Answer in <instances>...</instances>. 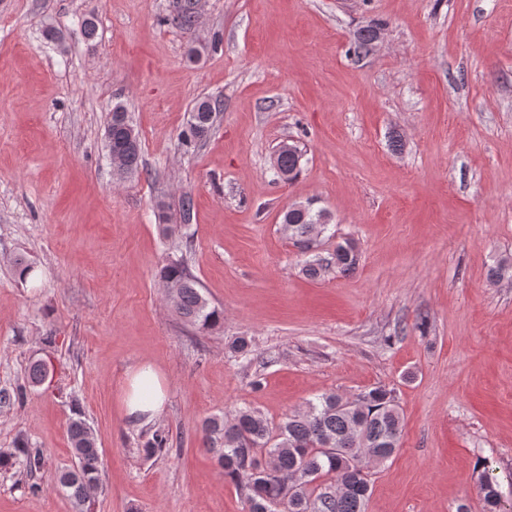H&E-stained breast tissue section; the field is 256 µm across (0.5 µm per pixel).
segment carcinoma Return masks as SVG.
Returning <instances> with one entry per match:
<instances>
[{
	"label": "carcinoma",
	"mask_w": 512,
	"mask_h": 512,
	"mask_svg": "<svg viewBox=\"0 0 512 512\" xmlns=\"http://www.w3.org/2000/svg\"><path fill=\"white\" fill-rule=\"evenodd\" d=\"M199 16L191 0H176L173 15L166 18L179 28L195 29ZM379 25L360 29L352 53L359 57L372 49ZM219 98H207L193 108L189 134L185 139L204 140L213 130L214 119L221 111ZM107 146L125 160L129 174L140 165L139 134L124 107L116 105L110 112L106 130ZM279 168L292 182L301 170L302 152L293 145H281L276 151ZM328 215L312 206H291L281 213V224L294 244L313 242L326 229ZM356 245L346 240L324 258L307 263L305 274L316 278L335 268L350 272L358 264ZM160 279L172 291L170 300L175 311L187 322L202 330L212 329L223 314L202 293L196 278L181 260H171L159 272ZM48 366L42 360L31 363L26 384L0 389V406L24 400L27 387H36L46 379ZM72 417L68 439L72 449V466L56 474L57 484L67 493L74 512H90L92 489L102 474V455L97 438L83 419L76 401H71ZM404 427L393 391L376 386L353 401L332 393L308 403L307 409L288 415L281 423L271 424L259 411L241 408L232 420L214 415L201 427L203 448L212 453L224 474L244 495L245 512H364L371 493L368 463L390 459L400 448ZM170 432H155L144 451L151 456L169 447ZM331 445L336 453L323 451ZM21 467L33 474L44 467L43 452L20 442L14 452L1 455L0 469ZM479 494L489 512L498 504L496 484L485 468L478 477Z\"/></svg>",
	"instance_id": "cac0c4a2"
}]
</instances>
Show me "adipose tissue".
Listing matches in <instances>:
<instances>
[{
    "instance_id": "obj_1",
    "label": "adipose tissue",
    "mask_w": 512,
    "mask_h": 512,
    "mask_svg": "<svg viewBox=\"0 0 512 512\" xmlns=\"http://www.w3.org/2000/svg\"><path fill=\"white\" fill-rule=\"evenodd\" d=\"M166 402L165 383L150 361H142L128 372L122 406L129 420L139 424L153 422Z\"/></svg>"
}]
</instances>
